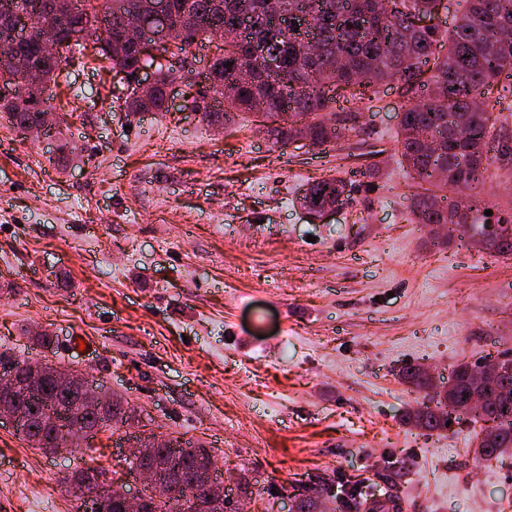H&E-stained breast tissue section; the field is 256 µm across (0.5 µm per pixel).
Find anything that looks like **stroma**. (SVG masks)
Instances as JSON below:
<instances>
[{
	"mask_svg": "<svg viewBox=\"0 0 512 512\" xmlns=\"http://www.w3.org/2000/svg\"><path fill=\"white\" fill-rule=\"evenodd\" d=\"M67 70L60 132L22 140L0 115V353L90 372L132 434L203 445L233 512H293L324 483L399 512H512V454L476 460L467 421L404 422L423 400L404 368L440 388L512 357V257L412 223L401 83L338 98L341 134L316 147L251 113L209 125L182 82L167 111L128 116L107 69ZM329 176L349 198L312 218L298 196ZM127 446L104 429L51 453L0 422V512H82L69 478L88 465L144 493Z\"/></svg>",
	"mask_w": 512,
	"mask_h": 512,
	"instance_id": "stroma-1",
	"label": "stroma"
}]
</instances>
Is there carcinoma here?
Returning <instances> with one entry per match:
<instances>
[{
	"instance_id": "carcinoma-1",
	"label": "carcinoma",
	"mask_w": 512,
	"mask_h": 512,
	"mask_svg": "<svg viewBox=\"0 0 512 512\" xmlns=\"http://www.w3.org/2000/svg\"><path fill=\"white\" fill-rule=\"evenodd\" d=\"M0 0V81L14 87V94L0 98V112L8 115L11 128L19 136L38 124L46 112H55L50 84L62 77V63L83 41L95 40L98 54L110 67L125 70L133 77L153 65V59L139 55L135 43L124 36V14L138 10L142 0H27L29 8L42 15L60 34L58 50L46 56L35 44L13 35L15 23L8 18ZM169 16L174 29L172 55L189 57L202 37L228 35L239 14L253 17L250 38L240 42L224 40L220 55L209 73L228 87L222 106L210 103L202 90L191 99V108L202 113L210 124L236 121L243 112L258 106L267 112H288L298 118L286 127L273 128L276 141L284 144L302 135L320 147L334 137L336 128L329 118L338 90H357L362 96L375 94L377 86L393 79L401 83L409 97L402 106L398 142L402 164L417 180L410 202L412 222L433 226L453 223V215L438 201L437 192L463 184L476 190L490 178L489 134L495 133L497 152L512 155V132L491 121L495 105L487 91L504 74H512V0H461L459 14L450 30L435 24L429 29L414 26L412 11L434 15L441 0H156ZM299 11L311 16L314 36L321 51L311 54L303 40L274 21L280 12ZM266 46L282 60L278 77L257 67L247 78L227 63L247 57L255 46ZM25 57L42 74L40 83H30L10 60ZM156 86L152 93L126 95L121 110L138 114L165 111L167 89L176 81L190 80V72L156 66ZM443 89L445 97L431 95L430 86ZM349 196L347 182L325 177L305 185L300 205L322 206L344 203ZM486 249L512 256V233L501 234ZM401 378L425 392L423 402L405 415V423L429 432L446 429V423L465 419L481 423L475 437L474 453L483 461L497 460L512 449V424L490 432V423L512 416V373L487 384L488 399L481 412L461 405L472 385L471 365L459 364L448 386L433 393L426 373L407 367ZM107 411L98 414L83 410L81 418L89 429L110 426L115 430L128 424L132 416L109 391ZM16 398L26 410L17 431L33 448H52L59 433L72 424L69 411L80 402V391L55 390L51 377L40 386H19ZM153 435L140 439L152 453L151 463L159 478L170 483L175 495L156 501L146 498L144 512H193L190 496L180 484L196 466L201 447L173 438L154 446ZM326 498L339 501L351 512L357 491L339 497L321 489Z\"/></svg>"
}]
</instances>
